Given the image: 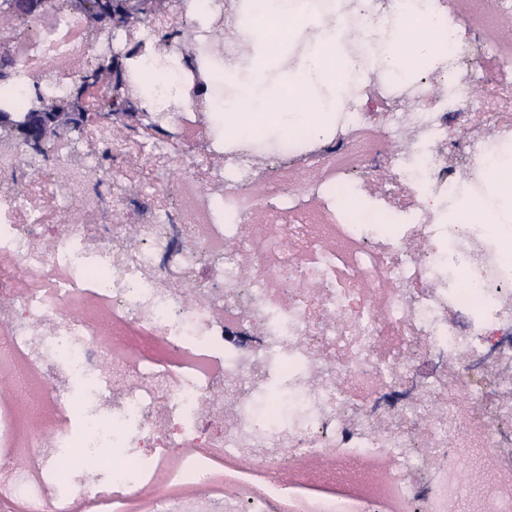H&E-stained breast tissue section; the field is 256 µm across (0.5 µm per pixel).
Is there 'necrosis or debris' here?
Here are the masks:
<instances>
[{"instance_id":"4bbe7bcc","label":"necrosis or debris","mask_w":512,"mask_h":512,"mask_svg":"<svg viewBox=\"0 0 512 512\" xmlns=\"http://www.w3.org/2000/svg\"><path fill=\"white\" fill-rule=\"evenodd\" d=\"M168 3L93 40L65 0H0V110L79 85L84 112L47 164L0 142V369L26 371L0 400V512H512V225L450 222L505 187L512 54L426 0L437 50L393 79L373 50L394 0H307L280 38H336L358 73L281 146L201 121L236 93L219 71L251 0ZM102 55L134 83L170 67L173 92L115 113L81 80ZM374 457L372 492L348 464Z\"/></svg>"}]
</instances>
